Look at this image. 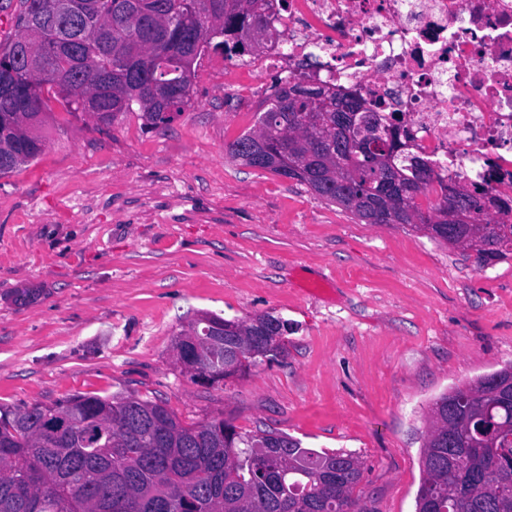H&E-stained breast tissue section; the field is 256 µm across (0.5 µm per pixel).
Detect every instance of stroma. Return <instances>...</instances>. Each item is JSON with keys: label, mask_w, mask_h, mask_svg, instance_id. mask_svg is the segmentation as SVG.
<instances>
[{"label": "stroma", "mask_w": 512, "mask_h": 512, "mask_svg": "<svg viewBox=\"0 0 512 512\" xmlns=\"http://www.w3.org/2000/svg\"><path fill=\"white\" fill-rule=\"evenodd\" d=\"M219 59L198 60L190 107L158 133L43 86L44 151L0 178V405L124 391L186 423L284 431L361 458L362 512H414L430 403L512 363V257L478 267L233 162L270 79L224 87ZM202 310L291 330L274 362L209 386L174 351Z\"/></svg>", "instance_id": "obj_1"}]
</instances>
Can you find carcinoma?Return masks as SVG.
<instances>
[{"instance_id": "cac0c4a2", "label": "carcinoma", "mask_w": 512, "mask_h": 512, "mask_svg": "<svg viewBox=\"0 0 512 512\" xmlns=\"http://www.w3.org/2000/svg\"><path fill=\"white\" fill-rule=\"evenodd\" d=\"M20 0L18 33L0 42V177L34 162L36 132L50 84L75 111L101 125L139 112L159 131L191 103L195 65L212 45L225 54L261 48L269 0ZM219 42L212 43L213 39ZM357 99L322 85L287 80L267 99L254 129L227 145L241 164L294 179L318 199L364 224H411L430 237L465 246L471 237L484 266L512 254V224H482L479 194L448 188L424 212L430 166L408 156L396 133L380 130ZM380 143L376 153L365 149ZM464 199L467 223L443 217ZM226 319L202 312L179 334L201 353L184 356L191 379L218 385L282 349L288 321L261 315ZM239 351L224 375L218 364ZM477 407L512 430V365L441 394L431 404L421 451L415 512H512V469L481 452L473 419L448 426V407ZM0 512H360L352 497L362 479L350 451L303 448L282 431L240 432L214 419L182 423L162 402L123 392L76 393L54 406L0 409ZM341 472L339 487L328 477Z\"/></svg>"}]
</instances>
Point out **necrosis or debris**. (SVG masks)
<instances>
[{"mask_svg":"<svg viewBox=\"0 0 512 512\" xmlns=\"http://www.w3.org/2000/svg\"><path fill=\"white\" fill-rule=\"evenodd\" d=\"M274 35L247 64L358 98L427 161L428 203L478 191L488 224H512V0H272Z\"/></svg>","mask_w":512,"mask_h":512,"instance_id":"4bbe7bcc","label":"necrosis or debris"}]
</instances>
